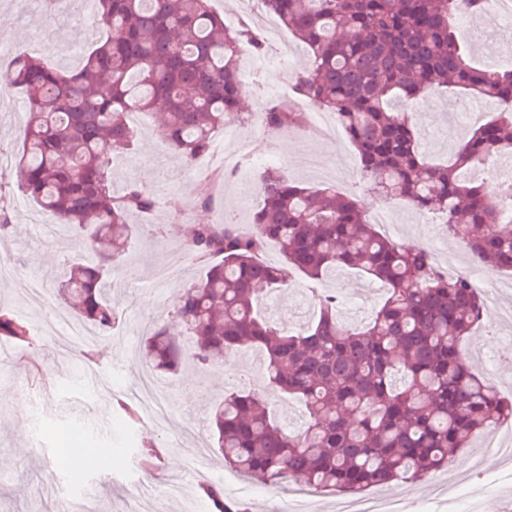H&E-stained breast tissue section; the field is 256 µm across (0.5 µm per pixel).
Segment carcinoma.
Segmentation results:
<instances>
[{
  "label": "carcinoma",
  "instance_id": "obj_1",
  "mask_svg": "<svg viewBox=\"0 0 512 512\" xmlns=\"http://www.w3.org/2000/svg\"><path fill=\"white\" fill-rule=\"evenodd\" d=\"M308 52L295 93L336 114L357 152V181L381 197L437 215L469 254L512 271V205L464 176L485 154H512V67L471 63L458 33L456 0H264ZM97 21L112 38L84 64L60 71L15 54L0 79L24 90L19 161L27 196L84 239L92 258L69 267L62 295L106 336L119 319L112 272L133 234L162 228L128 223L156 199L136 183L112 189V156L137 144L130 116L158 103L160 136L190 166L210 152L215 133L245 125L238 110L244 48L270 50L251 20L229 27L211 0H97ZM437 89L504 108L464 138L447 165L419 150L403 103ZM273 131L301 125L303 115L266 102ZM262 205L246 232L228 216L197 224L186 243L205 263L174 311L188 341L155 328L143 353L156 371L191 364L222 367L247 349L262 352L267 387L301 400L308 420L297 431L275 419L264 391L224 393L211 420L224 463L276 485L298 479L316 491L358 494L393 480L420 482L473 436L512 417L501 397L461 358L459 342L480 321L483 302L465 275H450L422 246L379 233L352 192L308 189L278 167L262 178ZM282 262L262 259L268 244ZM311 279L353 268L384 284L386 298L363 329L336 318L335 298L320 300L311 324L276 328L255 310L258 287L281 288L288 268ZM27 342V324L0 309V340ZM217 512H241L224 487H203Z\"/></svg>",
  "mask_w": 512,
  "mask_h": 512
}]
</instances>
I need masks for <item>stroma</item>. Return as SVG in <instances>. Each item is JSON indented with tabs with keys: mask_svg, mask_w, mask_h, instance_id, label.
I'll return each instance as SVG.
<instances>
[{
	"mask_svg": "<svg viewBox=\"0 0 512 512\" xmlns=\"http://www.w3.org/2000/svg\"><path fill=\"white\" fill-rule=\"evenodd\" d=\"M108 35L80 9L55 15L48 0H0V39L13 52L43 57L61 70L76 66L78 52L90 50ZM25 100L22 89L0 84V155L8 158L0 164V206L11 216L10 230L0 234V256L12 265L9 275L0 276V309L24 320L32 336L31 343L17 345L8 363L0 364V512H58L72 499L84 500L89 512H173L175 503L168 491L178 476L199 500L201 512H214L203 487L217 480L224 486L225 500L240 504L244 512H302L287 486L256 483L225 466L219 455H212V468L204 475L185 472L196 446L212 443L210 408L224 392L239 388V374L252 368L250 354L233 359L227 371L189 366L164 376L172 398L167 422H157L138 408L134 391L145 370L140 355L143 328L174 324L176 292L202 276L199 264H182L179 277L148 291L128 288L123 277H116L112 304L122 319L111 337L87 324L83 336L69 342L68 326L78 317L65 307L60 282L83 244L71 236L41 233L31 221L37 209L25 194L17 169L22 152L18 110ZM452 102L448 93L433 92L412 116L429 161H450L456 142L470 130L466 123L449 127L447 108ZM138 126L142 135L133 164L113 169L112 188L118 192L136 182L164 192L162 205L151 213L129 217L130 223L153 224L166 231L162 238H133L123 256L148 281L159 266L179 255L194 225L221 222L225 207L235 204L237 197L232 188L223 187L214 206L191 205V170L167 148L158 147L152 118L141 119ZM346 142L342 135L329 142L285 134L277 139V152L300 186L328 185L342 191L350 185L363 207L379 204L380 196L369 186L353 184V171L337 170L336 156ZM396 214L401 222L388 230V237L420 246L434 242L446 250L454 273H465L469 254L463 242L449 237L443 225L424 223L407 204H397ZM323 294L336 296L342 323L359 327L368 323L385 298L378 282L339 269L319 280L289 273L287 291L263 292L258 305L273 324L292 329L318 316ZM88 349L94 350V360L83 358ZM460 351L476 376L493 382L512 399V363L507 360L512 322L479 324L462 341ZM190 387L202 392V402L188 401ZM126 405L136 408V419L125 416ZM107 444L113 448L112 464H96L85 469L82 481H71L60 449L87 451ZM153 448L161 454L158 464L143 466V451ZM436 482L459 484L458 512H512V471L497 460L475 456L469 448L431 480L386 483L377 491L389 497L406 495V512H448L447 502L432 492Z\"/></svg>",
	"mask_w": 512,
	"mask_h": 512,
	"instance_id": "obj_1",
	"label": "stroma"
}]
</instances>
